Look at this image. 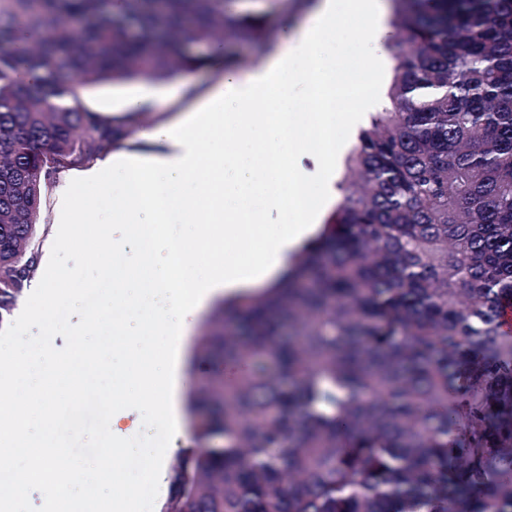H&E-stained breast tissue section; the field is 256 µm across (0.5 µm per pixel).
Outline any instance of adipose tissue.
Returning <instances> with one entry per match:
<instances>
[{
  "label": "adipose tissue",
  "mask_w": 512,
  "mask_h": 512,
  "mask_svg": "<svg viewBox=\"0 0 512 512\" xmlns=\"http://www.w3.org/2000/svg\"><path fill=\"white\" fill-rule=\"evenodd\" d=\"M389 12L388 0H318L248 75L224 72L181 118L146 129L155 152L107 157L64 180L54 244L92 254L108 286L93 310L84 290L60 291L82 317L64 356L0 341V375L10 380L0 390V467L13 474L0 512H14L18 493L34 484L48 491L43 512H128L141 485L166 491L171 450L144 447L140 432L148 424L182 431L188 381L177 344L216 296L270 283L336 202L344 139L381 75L373 67L344 74L324 52L351 39L364 58H381ZM343 79L358 95L339 113L330 94ZM302 154L316 156L315 170L296 165ZM272 155L278 165H268ZM107 187L110 221L95 228L90 202ZM274 210L281 222L267 223ZM259 221L262 235H246ZM107 322L109 351L93 355L88 338ZM91 381L110 425L95 459L78 463L53 446L51 428L63 401Z\"/></svg>",
  "instance_id": "obj_1"
}]
</instances>
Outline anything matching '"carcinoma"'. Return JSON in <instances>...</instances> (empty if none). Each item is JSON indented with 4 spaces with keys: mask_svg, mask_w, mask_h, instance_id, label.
Here are the masks:
<instances>
[{
    "mask_svg": "<svg viewBox=\"0 0 512 512\" xmlns=\"http://www.w3.org/2000/svg\"><path fill=\"white\" fill-rule=\"evenodd\" d=\"M392 2L387 100L323 233L205 320L198 353L241 370L189 396L208 412L164 512H512V0ZM109 4L0 0V327L56 176L131 134L78 88L228 69L215 43L268 38L225 0Z\"/></svg>",
    "mask_w": 512,
    "mask_h": 512,
    "instance_id": "obj_1",
    "label": "carcinoma"
}]
</instances>
